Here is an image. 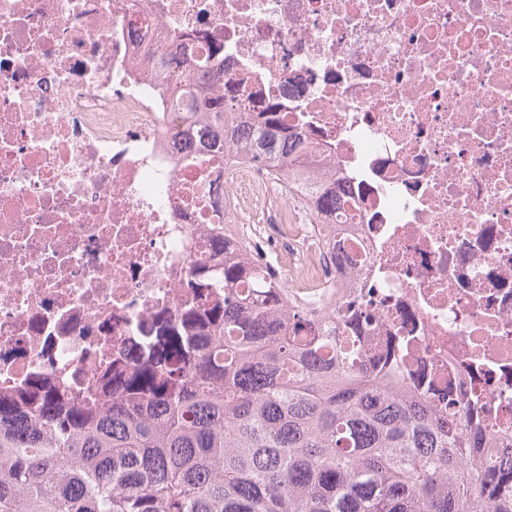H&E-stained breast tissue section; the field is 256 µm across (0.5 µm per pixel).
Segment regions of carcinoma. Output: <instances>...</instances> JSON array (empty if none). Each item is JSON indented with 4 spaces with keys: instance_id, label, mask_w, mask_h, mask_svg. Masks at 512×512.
Returning <instances> with one entry per match:
<instances>
[{
    "instance_id": "cac0c4a2",
    "label": "carcinoma",
    "mask_w": 512,
    "mask_h": 512,
    "mask_svg": "<svg viewBox=\"0 0 512 512\" xmlns=\"http://www.w3.org/2000/svg\"><path fill=\"white\" fill-rule=\"evenodd\" d=\"M226 107L196 101L221 148ZM250 141L273 163L300 145L273 107ZM211 250L185 283L193 357L160 324L113 389L0 399V512H512V449L486 453L480 404L390 384L392 347L279 303L238 241Z\"/></svg>"
}]
</instances>
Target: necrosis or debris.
I'll list each match as a JSON object with an SVG mask.
<instances>
[{"label":"necrosis or debris","mask_w":512,"mask_h":512,"mask_svg":"<svg viewBox=\"0 0 512 512\" xmlns=\"http://www.w3.org/2000/svg\"><path fill=\"white\" fill-rule=\"evenodd\" d=\"M192 89L302 150H209ZM217 233L512 443V0H0V396L134 364ZM275 107L259 112L253 134L249 136L251 148L270 162L283 163L287 158L286 144L300 146L299 137L276 115ZM289 130V132H288Z\"/></svg>","instance_id":"1"}]
</instances>
